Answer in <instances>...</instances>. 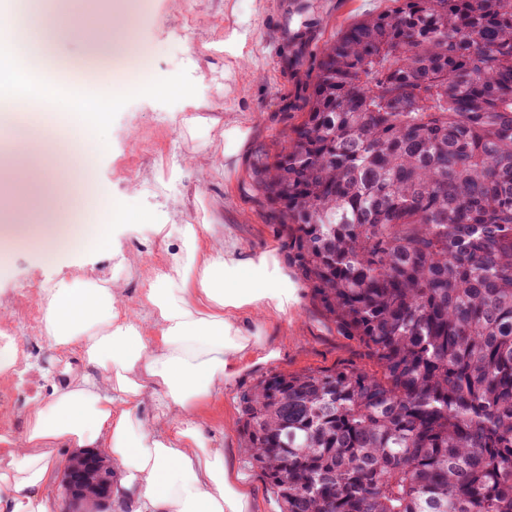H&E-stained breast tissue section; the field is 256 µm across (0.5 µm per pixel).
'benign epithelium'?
<instances>
[{"instance_id": "benign-epithelium-1", "label": "benign epithelium", "mask_w": 512, "mask_h": 512, "mask_svg": "<svg viewBox=\"0 0 512 512\" xmlns=\"http://www.w3.org/2000/svg\"><path fill=\"white\" fill-rule=\"evenodd\" d=\"M69 512H108L112 504V461L103 454L78 450L61 478Z\"/></svg>"}]
</instances>
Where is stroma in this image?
Instances as JSON below:
<instances>
[{"instance_id":"stroma-1","label":"stroma","mask_w":512,"mask_h":512,"mask_svg":"<svg viewBox=\"0 0 512 512\" xmlns=\"http://www.w3.org/2000/svg\"><path fill=\"white\" fill-rule=\"evenodd\" d=\"M391 5L392 0H154L138 25L152 50V86L116 98L101 130L107 148L94 161L97 180L124 197L131 211H163L172 224H198L206 215L219 214L225 237L243 250L272 249L282 264H289L288 241L267 222L250 185V169L301 121L325 44ZM232 28L248 30L251 51L246 63L233 67L214 49ZM31 86L38 94L68 98L109 92L112 80L36 79ZM195 100L205 101V108L193 109ZM233 125L244 127L247 137L227 159L224 131ZM218 159L224 162L223 175L198 181V166ZM176 190L185 195L177 207L170 203ZM122 244L138 253L140 269L118 270L108 251L65 253L50 260L21 244L0 270V337L13 336L12 349L23 371L0 379V433L22 431L34 399L46 396L66 367L82 366L78 357L64 361L49 348L42 323L34 317L41 288L66 275L96 283L116 276L128 308L139 311L141 272L160 260L165 244L141 225L126 226ZM298 297L287 315L252 325L266 347L278 350L277 359L241 372L205 409L217 446L250 486L257 512L280 508L244 461L241 394L270 372L365 363L358 345L322 316L309 288L299 286Z\"/></svg>"}]
</instances>
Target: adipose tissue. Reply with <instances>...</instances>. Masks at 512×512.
Masks as SVG:
<instances>
[{"instance_id":"ef3b65f1","label":"adipose tissue","mask_w":512,"mask_h":512,"mask_svg":"<svg viewBox=\"0 0 512 512\" xmlns=\"http://www.w3.org/2000/svg\"><path fill=\"white\" fill-rule=\"evenodd\" d=\"M149 8L150 0H116L77 39L62 21L66 0H38L29 20L0 10V107L8 111L0 118V191L8 196L0 222L29 228L28 243L47 256L64 252L78 230L61 218L62 197L95 207L94 223L78 230L85 247L119 251L130 214L123 198L88 178L105 148L96 130L109 100H75L62 151L19 123L35 107L17 91L20 74L77 70L88 57H108L127 88L145 89L151 53L137 24ZM71 40L78 52L63 50ZM219 228L150 224L166 248L143 281L141 314L129 313L117 281L63 279L43 289L51 348L62 359L79 355L84 370L35 400L21 433L0 434V512H50L54 451L69 447L107 449L120 474L112 499L126 512H254L250 489L214 445L200 406L254 359L276 357L246 324L270 311L287 314L297 287L273 252L245 253ZM147 405L154 419L143 416Z\"/></svg>"}]
</instances>
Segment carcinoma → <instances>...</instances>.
Instances as JSON below:
<instances>
[{
	"label": "carcinoma",
	"mask_w": 512,
	"mask_h": 512,
	"mask_svg": "<svg viewBox=\"0 0 512 512\" xmlns=\"http://www.w3.org/2000/svg\"><path fill=\"white\" fill-rule=\"evenodd\" d=\"M251 186L371 362L240 397L282 512H512V0L342 31Z\"/></svg>",
	"instance_id": "obj_1"
}]
</instances>
